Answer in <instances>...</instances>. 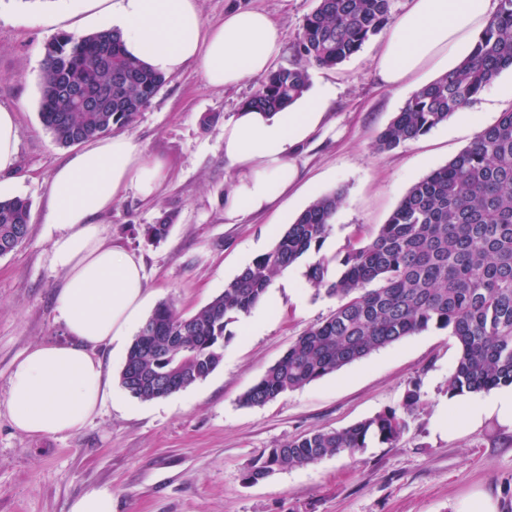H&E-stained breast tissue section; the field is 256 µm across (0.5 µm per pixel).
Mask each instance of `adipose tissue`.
I'll use <instances>...</instances> for the list:
<instances>
[{
    "instance_id": "obj_1",
    "label": "adipose tissue",
    "mask_w": 512,
    "mask_h": 512,
    "mask_svg": "<svg viewBox=\"0 0 512 512\" xmlns=\"http://www.w3.org/2000/svg\"><path fill=\"white\" fill-rule=\"evenodd\" d=\"M108 14L127 51L166 76L194 63L214 88L264 76L281 52L270 16L238 8L205 24L196 0H81ZM493 12L490 0H407L372 59L384 88L422 86L433 71L455 67L478 43ZM332 90L304 94L276 112L243 108L224 124V160L233 173L224 218L235 224L267 211L299 178L297 155L326 122ZM167 178L163 160L132 137L91 139L58 166L50 180L51 240L64 278L55 313L69 337L31 346L14 363L7 405L12 425L27 436L70 434L95 416L111 392L96 348L122 342L141 326L151 299L142 260L114 247L98 217L128 195L157 198Z\"/></svg>"
}]
</instances>
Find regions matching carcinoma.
<instances>
[{
	"label": "carcinoma",
	"instance_id": "obj_1",
	"mask_svg": "<svg viewBox=\"0 0 512 512\" xmlns=\"http://www.w3.org/2000/svg\"><path fill=\"white\" fill-rule=\"evenodd\" d=\"M394 2L316 0L299 35L300 60L262 77L244 105L271 111L301 96L310 68L341 66L392 21ZM509 69L512 0H499L471 55L414 91L374 149L391 151L447 123ZM166 82L127 53L117 31L61 32L45 49L40 118L56 145L70 147L131 126ZM341 199L336 191L314 199L270 250L193 315L159 304L127 350L121 387L147 402L206 379L223 362L228 324L251 313L275 277L319 254ZM30 208L25 198L0 199V256L27 237ZM175 220L174 212L162 211L145 225L147 241L166 239ZM307 277L336 308L298 337L242 404L262 406L432 326L448 330L458 345L449 396L512 386V111L413 184L374 237L349 244L335 275L318 259ZM419 402L414 389L400 411L285 441L256 458L243 480L257 483L276 471L352 454L371 439L393 445Z\"/></svg>",
	"mask_w": 512,
	"mask_h": 512
}]
</instances>
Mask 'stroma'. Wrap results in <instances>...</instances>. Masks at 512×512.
I'll use <instances>...</instances> for the list:
<instances>
[{"mask_svg":"<svg viewBox=\"0 0 512 512\" xmlns=\"http://www.w3.org/2000/svg\"><path fill=\"white\" fill-rule=\"evenodd\" d=\"M205 24L233 8L266 11L283 41L279 64L299 59L304 19L315 0H197ZM60 0H0V107L18 116L19 169L10 195L31 203L29 231L0 256V512H69L81 494L112 490V512H457L477 492L498 512L512 507V425L497 417L456 419L472 403L449 397L458 349L448 331L432 328L260 407L242 395L310 326L327 318L333 299L316 292L306 264L277 276L266 293L275 309L261 328L230 324L224 360L205 380L166 398L142 402L119 384L124 352L98 350L114 393L79 431L29 437L17 432L6 406L15 360L35 344L67 341L56 320L54 292L63 277L53 261L47 193L69 149L54 144L40 119L39 74L45 47L71 20L47 26ZM379 38H371L335 70L315 68L312 87L336 97L328 125L298 157L300 176L281 209L224 221L232 174L224 162V122L256 88L205 84L196 65L167 84L127 128L150 156L167 164L154 202L128 196L99 219L113 244L144 262L152 304L173 303L189 316L238 272L268 251L279 233L318 196L343 190V201L320 251L337 270L349 241L368 239L406 191L466 148L476 134L512 110V70L504 71L466 111L418 139L379 153L378 134L405 94L372 74ZM177 218L166 241L148 244L144 225L161 210ZM421 405L393 446L369 440L354 455L277 471L255 484L243 474L265 449L318 429L343 428L399 407L409 390Z\"/></svg>","mask_w":512,"mask_h":512,"instance_id":"obj_1","label":"stroma"}]
</instances>
